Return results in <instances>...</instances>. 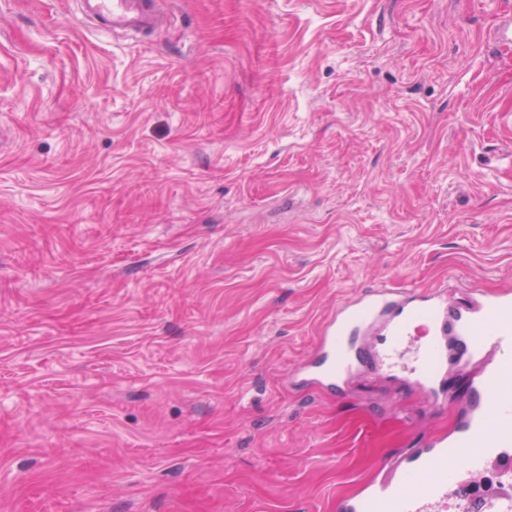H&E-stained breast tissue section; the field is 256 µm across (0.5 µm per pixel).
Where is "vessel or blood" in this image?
I'll return each mask as SVG.
<instances>
[{
    "label": "vessel or blood",
    "mask_w": 512,
    "mask_h": 512,
    "mask_svg": "<svg viewBox=\"0 0 512 512\" xmlns=\"http://www.w3.org/2000/svg\"><path fill=\"white\" fill-rule=\"evenodd\" d=\"M79 13L112 34L163 29L154 0H75ZM376 336L368 356L376 366L402 360L404 344L419 342L411 372L433 400L447 399L442 385L448 355L481 360L464 419L445 437L384 467L361 494L343 499L340 512H444L450 490L470 484L487 465L512 466V295L488 297L463 308L439 290L375 288L340 305L324 322L301 381L321 388L347 378L360 357L347 338Z\"/></svg>",
    "instance_id": "1"
}]
</instances>
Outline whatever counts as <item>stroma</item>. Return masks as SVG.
Instances as JSON below:
<instances>
[{
	"mask_svg": "<svg viewBox=\"0 0 512 512\" xmlns=\"http://www.w3.org/2000/svg\"><path fill=\"white\" fill-rule=\"evenodd\" d=\"M0 0V512H338L455 429L294 374L343 301L512 290V0ZM78 12L111 34L163 30L165 21L152 0H75Z\"/></svg>",
	"mask_w": 512,
	"mask_h": 512,
	"instance_id": "35a3bbf8",
	"label": "stroma"
}]
</instances>
